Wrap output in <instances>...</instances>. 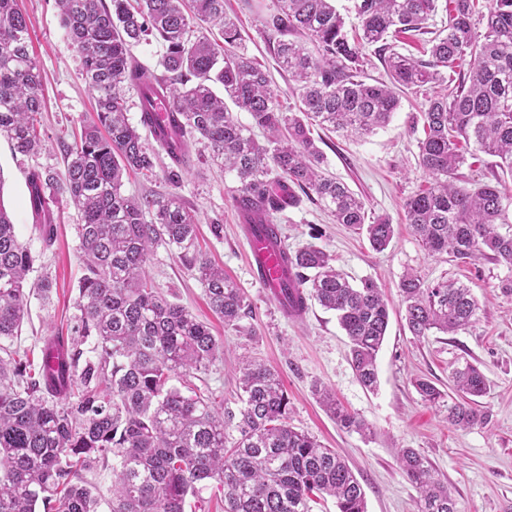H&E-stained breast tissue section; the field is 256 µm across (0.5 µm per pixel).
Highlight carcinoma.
Listing matches in <instances>:
<instances>
[{
  "label": "carcinoma",
  "mask_w": 512,
  "mask_h": 512,
  "mask_svg": "<svg viewBox=\"0 0 512 512\" xmlns=\"http://www.w3.org/2000/svg\"><path fill=\"white\" fill-rule=\"evenodd\" d=\"M277 2L263 32L277 65L298 83L296 112L283 110L267 71L240 51L241 32L224 0H57L95 96V117L74 135L63 176L30 172L29 203L46 246L55 229L50 204L65 199L76 207L84 273L71 333L43 339L41 351L57 352L58 370L42 362L33 369L0 345V512H97L98 496L85 475L109 461L111 512H185L187 497L210 480L223 488L225 512H312L325 496L336 500L337 512H367L365 492L345 460L288 424V393L277 371L245 360L235 411L193 383L224 355V345L155 288L147 273L155 246L176 250L224 326L239 327L249 305L224 269L197 249L198 219L180 198L128 196L123 178L155 176L165 155L164 178L179 185L192 168L194 136L236 173L235 207L268 237L280 238L276 214L313 196L336 223L365 232L382 252L394 225L383 217L366 222L364 201L326 172L311 126L369 135L391 121L401 93L438 84L419 142L428 186L404 201L407 224L431 256L447 254L461 264L485 258L512 271V194L488 182L456 181L472 149L512 171V0H448L446 34L428 41L427 60L396 52L391 41L425 33L437 0H354L359 33L352 38L333 0ZM205 24L219 40L190 41L191 29ZM150 36L166 47L159 75L132 54ZM367 46L375 47L388 80L359 76ZM130 88L140 94L137 126L127 116ZM161 98L171 104L165 121L156 113ZM227 99L268 134V145L234 118ZM41 112L29 20L16 0H0V137L14 155L40 148ZM141 127L158 128L156 146L146 143ZM33 263L0 201V342L21 335ZM284 264L291 276L277 300L292 314L310 300L335 312L358 382L376 390L389 325L381 288L371 278L350 283L314 244L285 252ZM400 292L416 338L434 330L455 334L479 320V302L463 283H429L411 270ZM451 381L448 424L466 430L486 422L477 398L489 384L479 367L465 361ZM412 384L426 401L442 397L424 377ZM315 395L340 427L371 435L329 389L317 386ZM231 427L239 437L230 443ZM398 459L418 491L419 512H457L419 452L404 448Z\"/></svg>",
  "instance_id": "obj_1"
}]
</instances>
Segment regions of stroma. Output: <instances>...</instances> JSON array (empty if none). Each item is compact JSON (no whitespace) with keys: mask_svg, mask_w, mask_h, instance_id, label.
Instances as JSON below:
<instances>
[{"mask_svg":"<svg viewBox=\"0 0 512 512\" xmlns=\"http://www.w3.org/2000/svg\"><path fill=\"white\" fill-rule=\"evenodd\" d=\"M276 0H225L237 19L245 53L266 68L284 108L297 109L299 101L287 74L281 72L261 36L262 19ZM30 20L31 37L43 75V146L32 156L13 155L0 139V201L13 214L21 239L36 257L30 282L49 279V299L32 295L28 318L15 348L39 359L42 340L52 332L70 331L74 301L83 263L78 249V214L72 203L59 202L54 210L57 235L51 247L38 238L29 204L27 177L32 170L63 174L65 149L72 132L93 115L92 94L81 77V61L69 42L55 0H18ZM435 92L428 85L402 94L391 122L365 137H346L314 129L313 136L326 157L329 174L345 183L364 201L369 216L390 219L395 234L381 252L371 249L365 236L335 223L311 200L279 213L277 222L289 250L313 243L336 258V265L352 278L374 279L390 306V321L378 355L379 383L367 391L350 363V342L334 312L312 305L299 317L286 314L273 295L261 288L249 267L243 242V219L232 194L239 182L234 172L211 160L202 143L192 151L194 166L178 186L163 175L144 179L129 175L127 194L174 191L199 220V246L223 266L227 276L243 288L251 313L239 328L225 326L210 309L201 283L166 245L154 249L148 273L155 285L174 301L208 324L223 343L224 355L201 375L198 387L216 401L234 409L239 405L242 358L274 368L281 376L291 406V425L326 447L336 449L360 481L367 512H418V493L401 470L400 449L418 450L437 478L451 492L458 512H512V296L498 284L511 274L504 266L481 259L462 265L449 256H431L405 221L403 203L424 183L418 166V141L423 136L422 114ZM222 225L213 234V225ZM417 270L433 283L453 279L471 287L481 305L474 327L454 335L440 332L414 338L400 307L403 274ZM478 366L490 383L481 399L487 422L468 430L448 423V403H429L411 384L417 376L431 379L449 391L453 368L461 361ZM335 391L343 406L369 425L363 437L340 428L312 392L314 384Z\"/></svg>","mask_w":512,"mask_h":512,"instance_id":"1","label":"stroma"}]
</instances>
